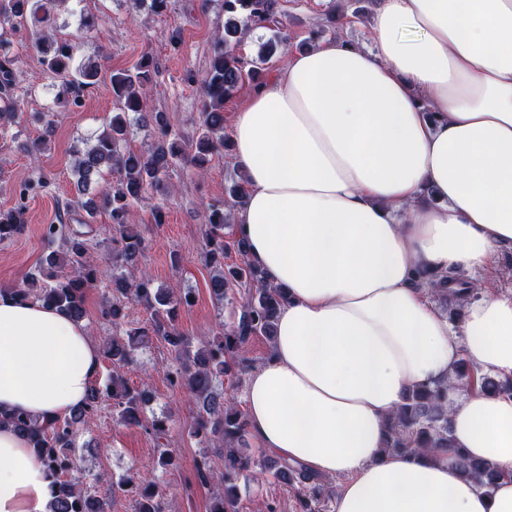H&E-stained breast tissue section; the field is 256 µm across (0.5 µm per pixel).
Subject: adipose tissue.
<instances>
[{"mask_svg":"<svg viewBox=\"0 0 512 512\" xmlns=\"http://www.w3.org/2000/svg\"><path fill=\"white\" fill-rule=\"evenodd\" d=\"M370 47L331 38L253 87L230 130L248 197L234 222L288 292L245 391L258 447L342 484L333 512H512V392L468 388L452 445L384 452L412 386L460 361L512 377V294L422 275L479 270L512 247V0H378ZM100 369L84 322L0 292V410L67 415ZM496 465L491 492L457 451ZM53 477L0 427V512H49Z\"/></svg>","mask_w":512,"mask_h":512,"instance_id":"ef3b65f1","label":"adipose tissue"}]
</instances>
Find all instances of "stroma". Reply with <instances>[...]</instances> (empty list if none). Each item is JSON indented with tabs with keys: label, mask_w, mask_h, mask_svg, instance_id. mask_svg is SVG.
Segmentation results:
<instances>
[{
	"label": "stroma",
	"mask_w": 512,
	"mask_h": 512,
	"mask_svg": "<svg viewBox=\"0 0 512 512\" xmlns=\"http://www.w3.org/2000/svg\"><path fill=\"white\" fill-rule=\"evenodd\" d=\"M377 0H279L281 29L295 48L313 37L341 36L357 45H368L371 15ZM85 11L99 19L98 32L78 42V59L106 55V69L132 66L150 55L157 67L156 81L146 101L150 112L163 113L172 134L186 141L196 138L201 123V82L212 55V40L224 27L223 0H169L163 15L132 8L130 0H84ZM8 51L17 57L14 100L18 117L0 131V210L25 209L22 234L0 242V288L20 284L47 251L43 227L59 221V210L75 195L72 174L73 151L82 140L94 136L116 112L108 78L87 89L72 103L54 104L52 79L31 47L28 30L8 32ZM57 107L51 133L30 123L29 113ZM48 146L38 163H31L26 147L38 137ZM239 169L231 157H213L205 178H198L191 165L172 167L167 180L173 192L163 200L164 223H155L152 202L133 208V221L147 242L137 266L150 272L156 287L178 286L190 291L191 307L179 314V329L192 343L212 336L218 324H231L240 315L242 297L230 290L217 302L209 289L211 272L200 261L204 247L209 203L224 200L237 181ZM69 224L89 223L95 244L94 256L100 283L86 294L84 323L94 339L110 335L112 326L101 315L102 296L112 277V221L108 213L86 216L76 211ZM475 288L512 291V248L504 249L481 271L468 272ZM172 362L170 347L151 338L139 350L136 361L124 375L129 386L148 382L152 399L143 410L145 419L169 416L172 428L166 441L178 458L175 467L153 469L158 444L143 428L121 422L111 404H103L97 417L84 430L74 477H103L99 495L109 496L110 512H132L130 497L109 492L108 481L132 474L157 482L163 493L165 512H209L213 485L202 484L195 470L201 455L223 463L224 451L207 448L193 434L198 408L180 390L170 386L167 373ZM238 512H300L295 489L277 478L274 470L256 475L241 471Z\"/></svg>",
	"instance_id": "stroma-1"
}]
</instances>
